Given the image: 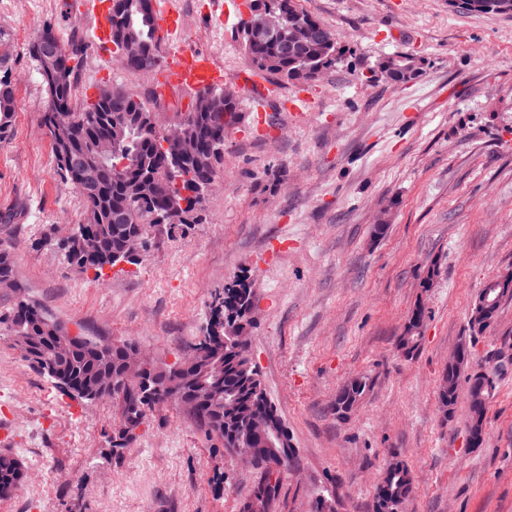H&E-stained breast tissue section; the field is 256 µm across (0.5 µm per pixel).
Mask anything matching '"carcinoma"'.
Returning a JSON list of instances; mask_svg holds the SVG:
<instances>
[{"label":"carcinoma","mask_w":512,"mask_h":512,"mask_svg":"<svg viewBox=\"0 0 512 512\" xmlns=\"http://www.w3.org/2000/svg\"><path fill=\"white\" fill-rule=\"evenodd\" d=\"M153 2L111 0V42L115 46L125 41L141 43L143 58L156 59L157 69L161 70L167 59L162 51L164 36L159 32ZM246 6L251 17L241 20L238 28L241 45L252 70L276 86L313 81L336 66L343 56L344 49L330 29L318 44L284 50L289 28L325 27L300 6L299 0H247ZM260 10L284 15L281 31L266 34L258 29ZM59 43L71 66L67 69L66 81L48 94L43 123L52 143L58 172L81 198L82 219L75 225V235L94 233L101 251L84 258L71 249L62 248L51 237L44 239L43 245L61 252L69 265L84 262L93 271L94 278L100 280L105 270L115 267L114 254L120 251L124 240L141 238L151 249L159 228L203 223L204 201H198L194 207L182 206V187L177 184L175 174L180 168L195 181L216 178L224 160V132L238 123L239 103L235 98L224 97L221 88L206 87L196 93L195 99L205 102V109L178 113V125L199 148L215 150L214 164L206 171L188 162L176 167L158 153L165 124L160 113L152 111L151 106L158 105L163 95L154 89L151 98L145 100L118 85V92L109 98L106 88L102 87L98 93L100 110L91 112V103L79 92L78 85L84 47L62 38ZM378 67L396 85L415 81L424 73L422 60L400 61L395 55L381 59ZM11 68L9 38L0 30V138L8 133L15 112ZM61 128L68 133L76 152H93L95 142L102 137L112 141V152L96 160L99 187L89 190L77 173L64 174L68 158L59 143ZM147 179L158 185L156 201L146 199L141 193V186ZM0 288L19 290L13 259L7 251H0ZM253 299L247 276L224 284L220 313L213 317L206 330V335L214 340L208 344L197 342L171 364L151 362L136 379L127 376L128 362L138 353L135 344L81 334L72 336L46 310L22 294L16 297L9 311L7 337L20 359L49 379L63 394L89 403L107 395L120 401L121 427L110 440L113 448H124L136 440V431L146 423L147 413L156 404L170 401L187 408L208 435L224 442L226 450L233 453L238 448L252 449L261 477L241 512H269L280 495L283 475L294 449L289 444L268 447V437L272 430L283 425V420L269 399L260 375L249 363V348L235 341V337L246 334L253 324L250 312ZM499 309L498 304L472 308L471 333L481 335L487 331ZM426 322L423 307L416 306L399 337L398 349L403 355L409 357L419 349ZM484 378L481 371L464 375L462 370L450 366L442 375L439 389L440 408L449 415L454 413L460 399L466 400L468 431L477 446L482 444L485 429L486 402L480 395ZM366 387L367 384L359 381L342 386L336 393V414L354 410ZM247 414L263 416L270 423L269 432L264 435L251 432L242 421ZM24 478L20 462L11 455L0 454V498L11 495ZM414 493L411 471L403 464L395 471L382 474L381 483L375 489L374 512H403Z\"/></svg>","instance_id":"obj_1"}]
</instances>
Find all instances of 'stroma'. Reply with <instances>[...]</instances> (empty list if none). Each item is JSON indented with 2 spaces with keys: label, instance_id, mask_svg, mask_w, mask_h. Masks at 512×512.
<instances>
[{
  "label": "stroma",
  "instance_id": "stroma-1",
  "mask_svg": "<svg viewBox=\"0 0 512 512\" xmlns=\"http://www.w3.org/2000/svg\"><path fill=\"white\" fill-rule=\"evenodd\" d=\"M223 2L206 15L198 0H172L183 18L175 42L203 51L234 84L248 68L237 37L248 10ZM91 3L0 0L16 101L0 139V213L22 214L0 223V250L26 297L71 333L127 340L170 363L201 336L214 294L247 274L250 352L294 449L271 512H313L323 497L334 512H373L394 459L416 480L407 512H512V299L471 346L472 369L495 382L480 447L467 444L466 402L446 419L438 400L448 355L469 334L472 298L512 266V13L487 18L448 0H300L335 32L341 62L279 89L266 129L240 94L205 223L161 230L140 265L96 281L76 279L41 244L79 223L82 204L56 171L47 90L27 52L52 26L83 42L87 95L119 84L147 96L151 74L95 48ZM395 53L424 60L422 77L401 86L377 77V62ZM378 224L387 227L379 237ZM432 266L434 287H421ZM418 305L428 325L406 357L397 341ZM6 330L0 322V390L16 401L0 412V453L26 478L0 512H239L252 496L258 471L170 403L108 452L118 401L62 395L20 360ZM354 377L366 392L342 419L335 395Z\"/></svg>",
  "mask_w": 512,
  "mask_h": 512
}]
</instances>
